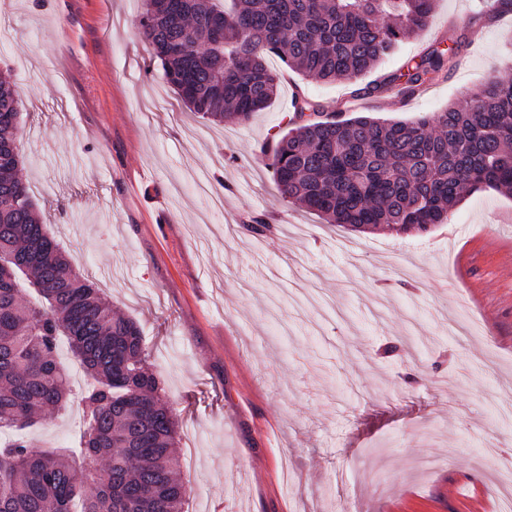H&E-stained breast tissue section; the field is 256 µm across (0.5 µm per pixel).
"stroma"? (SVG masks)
Returning a JSON list of instances; mask_svg holds the SVG:
<instances>
[{
    "label": "stroma",
    "mask_w": 512,
    "mask_h": 512,
    "mask_svg": "<svg viewBox=\"0 0 512 512\" xmlns=\"http://www.w3.org/2000/svg\"><path fill=\"white\" fill-rule=\"evenodd\" d=\"M436 0L391 71L459 24L460 60L412 105L305 80L245 123L191 112L140 37L144 0H0L33 204L73 265L139 326L179 423L193 512H501L512 468V197L467 196L396 237L281 198L267 152L294 94L326 115L411 120L512 83V12ZM262 215L255 238L240 218ZM75 397L28 435L70 446Z\"/></svg>",
    "instance_id": "obj_1"
}]
</instances>
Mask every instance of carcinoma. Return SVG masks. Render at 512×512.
<instances>
[{"instance_id":"carcinoma-1","label":"carcinoma","mask_w":512,"mask_h":512,"mask_svg":"<svg viewBox=\"0 0 512 512\" xmlns=\"http://www.w3.org/2000/svg\"><path fill=\"white\" fill-rule=\"evenodd\" d=\"M435 0H147L142 34L166 82L194 112L247 122L276 97L273 53L303 78L356 97H410L458 64L450 35L363 87L360 78L429 25ZM272 153L281 195L327 224L421 234L448 223L471 193L512 192V83L471 91L465 106L396 120L322 119L296 97ZM314 117L302 119L304 112ZM16 86L0 78V512H186L178 424L147 367L136 323L112 313L41 223L21 172ZM94 379L80 396L85 428L68 453L33 448L26 429L64 409L61 338Z\"/></svg>"}]
</instances>
